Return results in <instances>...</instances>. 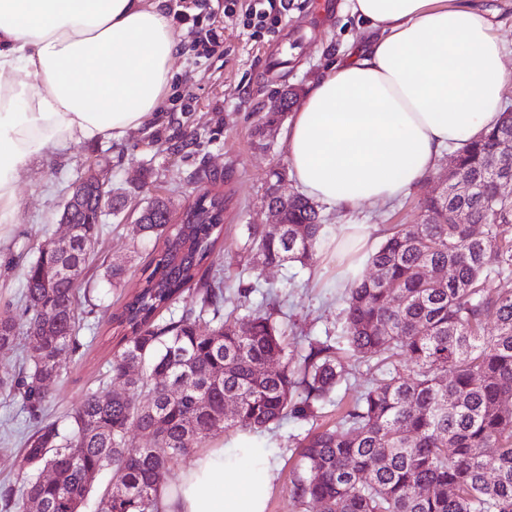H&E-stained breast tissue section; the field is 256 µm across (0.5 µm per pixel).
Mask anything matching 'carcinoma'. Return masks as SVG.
Returning a JSON list of instances; mask_svg holds the SVG:
<instances>
[{
	"instance_id": "1",
	"label": "carcinoma",
	"mask_w": 512,
	"mask_h": 512,
	"mask_svg": "<svg viewBox=\"0 0 512 512\" xmlns=\"http://www.w3.org/2000/svg\"><path fill=\"white\" fill-rule=\"evenodd\" d=\"M297 97L294 88L281 91L284 111L266 113L260 137ZM455 156L447 192L423 203L418 223L391 225L370 257L371 276L346 288L340 317L351 365L329 337L310 341L293 359L266 297L243 315L224 312V278L200 276L224 233V196H198L178 224L169 201L149 202L132 232L162 245L140 291L112 316L124 334L110 373L125 393L111 396L100 385L71 413L42 418L56 365L79 345L74 280L98 244L103 217L124 207V195L110 187L88 190L74 205L68 243L50 251L39 245L22 273L32 348L14 380L0 379V391L19 393L35 425L17 455L20 487L0 490V508L24 512L26 500L38 499L43 512H83L99 475L109 471L97 512H160L173 457L195 453L213 435L260 433L291 415L314 421L296 443L290 480L304 510L512 512V291L492 288L512 278V198L498 193L499 183L512 180V112ZM274 176L261 202L279 210L282 232L250 226L247 264L305 267L325 236L324 218L300 193L277 195L284 173ZM458 210L481 227L479 235L453 222ZM425 266L447 275L424 279ZM187 291L193 299L181 316L161 320ZM18 339L7 304L0 355L13 352ZM272 360L283 363L281 370L262 371ZM350 375L369 377V387L336 425L315 423L318 408ZM175 384L182 387L177 397ZM159 424L156 447L131 453V431ZM47 468L54 472L49 483L41 480ZM115 483L124 496H114Z\"/></svg>"
}]
</instances>
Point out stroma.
Instances as JSON below:
<instances>
[{"instance_id":"35a3bbf8","label":"stroma","mask_w":512,"mask_h":512,"mask_svg":"<svg viewBox=\"0 0 512 512\" xmlns=\"http://www.w3.org/2000/svg\"><path fill=\"white\" fill-rule=\"evenodd\" d=\"M365 43L350 0H291L281 22L257 35L245 27L242 13L225 15L219 52L198 55L190 39L182 38L172 63L174 80L154 119L123 139L71 143L53 159L33 160L21 170L17 221L0 227V307L18 303L23 269L34 259L38 244L66 234L58 218L68 188L90 165L103 166L112 186L127 195L124 212L105 219L97 253L85 270L88 292L76 294V313L86 324L82 345L61 366L48 414L59 416L77 408L109 370L118 343L112 315L136 294L144 268L160 247L153 239L132 238L130 226L141 208L157 197L172 203L177 220L196 196L223 193L224 238L208 273L224 279L225 308L244 301L257 304L268 293L278 301V321L298 343L337 336L336 314L349 260L336 252L338 227L359 225L365 238L359 271L369 273L366 258L382 242L384 229L418 221L421 204L444 178L449 157H442L435 172L395 200L368 201L349 212L323 206L328 235L312 269L246 270L242 246L248 225L269 223L261 196L272 171L288 162L286 126H279L265 146L256 134L272 98L288 87L307 91L331 63ZM108 263L124 270L119 286H110L103 277ZM249 284L253 293L241 299L239 288ZM21 405L20 396L0 393V487L15 484V454L32 426ZM309 427V422L287 417L258 438L259 448L278 465L267 512H299L290 478L296 442Z\"/></svg>"}]
</instances>
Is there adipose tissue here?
Segmentation results:
<instances>
[{
    "instance_id": "ef3b65f1",
    "label": "adipose tissue",
    "mask_w": 512,
    "mask_h": 512,
    "mask_svg": "<svg viewBox=\"0 0 512 512\" xmlns=\"http://www.w3.org/2000/svg\"><path fill=\"white\" fill-rule=\"evenodd\" d=\"M350 2L370 37L310 85L285 140L303 193L338 208L414 187L498 120L512 82L483 0ZM179 50L163 0H0V225L16 221L33 158L157 115ZM246 459L271 469L246 433L193 457L164 512H266L269 484Z\"/></svg>"
}]
</instances>
